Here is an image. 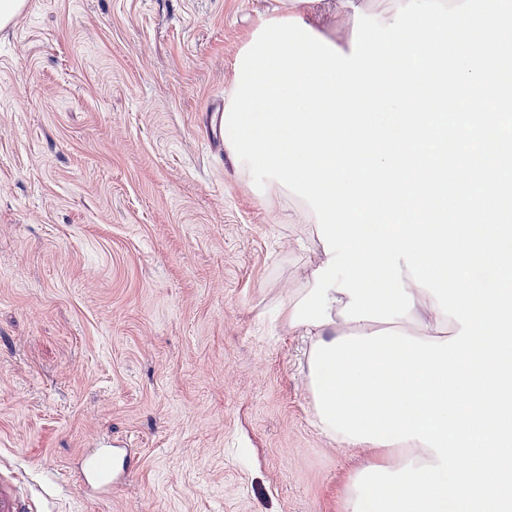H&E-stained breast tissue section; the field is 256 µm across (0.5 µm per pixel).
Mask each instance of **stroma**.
Here are the masks:
<instances>
[{
	"instance_id": "stroma-1",
	"label": "stroma",
	"mask_w": 512,
	"mask_h": 512,
	"mask_svg": "<svg viewBox=\"0 0 512 512\" xmlns=\"http://www.w3.org/2000/svg\"><path fill=\"white\" fill-rule=\"evenodd\" d=\"M279 0H27L0 30V488L18 512H345L391 461L314 424L323 259L201 115ZM120 445L112 495L72 472Z\"/></svg>"
}]
</instances>
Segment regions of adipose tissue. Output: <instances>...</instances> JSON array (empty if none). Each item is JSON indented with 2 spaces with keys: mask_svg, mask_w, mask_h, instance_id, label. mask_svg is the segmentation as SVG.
Listing matches in <instances>:
<instances>
[{
  "mask_svg": "<svg viewBox=\"0 0 512 512\" xmlns=\"http://www.w3.org/2000/svg\"><path fill=\"white\" fill-rule=\"evenodd\" d=\"M402 281L404 289L414 297V307L408 313L407 317L399 319L394 323L393 328L396 331L409 334L425 341H443L456 335L461 325L452 317L442 316L439 312L438 303L428 290L417 287L412 274L403 272ZM330 313L332 320L330 323L320 326L310 324L298 325L297 330L301 335L307 336L310 342H332L336 338L347 334H369L380 330V323L365 321H346L341 311L349 302L350 297L347 293L337 291H329Z\"/></svg>",
  "mask_w": 512,
  "mask_h": 512,
  "instance_id": "adipose-tissue-1",
  "label": "adipose tissue"
}]
</instances>
